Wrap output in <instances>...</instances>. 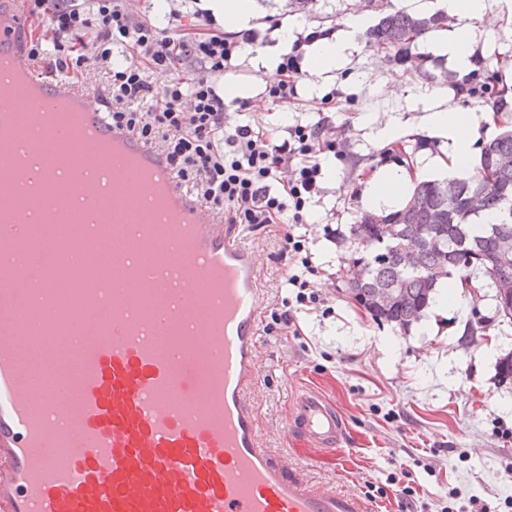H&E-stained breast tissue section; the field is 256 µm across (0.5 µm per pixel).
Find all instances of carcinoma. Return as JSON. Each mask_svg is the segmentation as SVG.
Wrapping results in <instances>:
<instances>
[{
    "label": "carcinoma",
    "instance_id": "obj_1",
    "mask_svg": "<svg viewBox=\"0 0 512 512\" xmlns=\"http://www.w3.org/2000/svg\"><path fill=\"white\" fill-rule=\"evenodd\" d=\"M446 20L440 11L421 16L396 10L369 27L364 39L369 47L407 63L411 48ZM483 211L499 214V223H476ZM348 239L375 241L372 250L352 258L361 266L349 283L352 298L374 320L404 330L423 316L448 278L466 281L470 271L486 280L492 272L512 282V257L503 260L498 251L501 240L512 241V130L483 148L475 172L446 183H418L403 207L360 214L349 225ZM461 250L470 251V257L458 266ZM382 291L395 294L387 306L377 303Z\"/></svg>",
    "mask_w": 512,
    "mask_h": 512
}]
</instances>
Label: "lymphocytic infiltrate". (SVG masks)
<instances>
[{
	"instance_id": "f902f5d3",
	"label": "lymphocytic infiltrate",
	"mask_w": 512,
	"mask_h": 512,
	"mask_svg": "<svg viewBox=\"0 0 512 512\" xmlns=\"http://www.w3.org/2000/svg\"><path fill=\"white\" fill-rule=\"evenodd\" d=\"M28 12L37 20L31 61L82 84L89 71L105 72L111 124L163 153L186 190L227 223L283 229L281 286L300 305L315 302L318 268L298 229L336 138L319 122L279 138L227 112L222 78L252 33L225 31L189 0H171L162 26L130 0H30ZM303 75L299 56L283 54L265 92L288 102Z\"/></svg>"
}]
</instances>
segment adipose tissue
Masks as SVG:
<instances>
[{
	"label": "adipose tissue",
	"mask_w": 512,
	"mask_h": 512,
	"mask_svg": "<svg viewBox=\"0 0 512 512\" xmlns=\"http://www.w3.org/2000/svg\"><path fill=\"white\" fill-rule=\"evenodd\" d=\"M448 16L455 24L449 29L441 43L442 50L456 63L458 68H467L471 59V48L477 39V20L486 15L488 0H441ZM485 112H460L455 104H447L433 112L428 126L432 134L445 141L447 149L442 155L433 157L424 166L413 169H391L379 172L370 181L367 204L372 208L395 206L398 197L423 172L436 171L451 178L464 175L477 160L475 135L481 124L489 122Z\"/></svg>",
	"instance_id": "adipose-tissue-1"
}]
</instances>
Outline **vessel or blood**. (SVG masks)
Returning a JSON list of instances; mask_svg holds the SVG:
<instances>
[{
	"label": "vessel or blood",
	"instance_id": "vessel-or-blood-1",
	"mask_svg": "<svg viewBox=\"0 0 512 512\" xmlns=\"http://www.w3.org/2000/svg\"><path fill=\"white\" fill-rule=\"evenodd\" d=\"M21 0L0 12V54L58 102L55 132L76 149L85 119L150 180L162 182L176 246L133 283L107 280V231L60 276L0 263V512H375L368 499L293 473L267 448L250 394L258 382L264 290L259 254L240 227L197 202L164 155L116 128L81 85L43 73L17 31ZM25 95H0V117L27 124ZM33 278L37 329L21 325V280ZM111 299L88 329L73 307ZM295 432L338 451L345 423L317 394L301 395Z\"/></svg>",
	"mask_w": 512,
	"mask_h": 512
}]
</instances>
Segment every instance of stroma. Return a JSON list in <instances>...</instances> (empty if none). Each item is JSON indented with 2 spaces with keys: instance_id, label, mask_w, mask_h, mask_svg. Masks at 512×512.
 <instances>
[{
  "instance_id": "35a3bbf8",
  "label": "stroma",
  "mask_w": 512,
  "mask_h": 512,
  "mask_svg": "<svg viewBox=\"0 0 512 512\" xmlns=\"http://www.w3.org/2000/svg\"><path fill=\"white\" fill-rule=\"evenodd\" d=\"M258 17L252 51L229 70L251 94L229 106L244 123H256L285 137L294 121L327 118L336 128L341 150L326 154L322 192L306 210V246L319 273L318 299L299 307L301 333L284 334L278 288L288 259L277 232L244 224L243 243L260 255L266 290L260 314L259 384L251 395L259 430L268 446L286 454L305 478L365 494L377 512H398L390 475L407 474L414 512H469L470 500L488 503L493 512H512V384L499 381L496 363L512 353V323L495 310L496 290L464 293L458 303L430 305L409 330L378 323L346 291L352 252L329 238L328 229L347 233L361 211L367 181L374 172L423 163L439 155L442 143L429 132L430 109L454 102L461 111L483 110L480 99L457 94L443 72L454 64L438 53L441 31L428 34L424 51L434 53L426 76H410L400 64L369 49L354 36L349 62L336 75L311 73L317 44L344 29L350 14L403 10L432 14L430 0H256ZM493 25L475 42L472 61L486 62L498 83L512 87V11L490 0ZM285 17L292 36L302 38L301 65L307 74L298 96L288 104L262 102L261 91L274 72L282 49L274 19ZM396 121L403 128L392 157L374 135L375 124ZM482 321L481 335L467 337L468 324ZM316 392L339 408L347 426L345 451L332 455L292 435L289 421L297 396Z\"/></svg>"
}]
</instances>
